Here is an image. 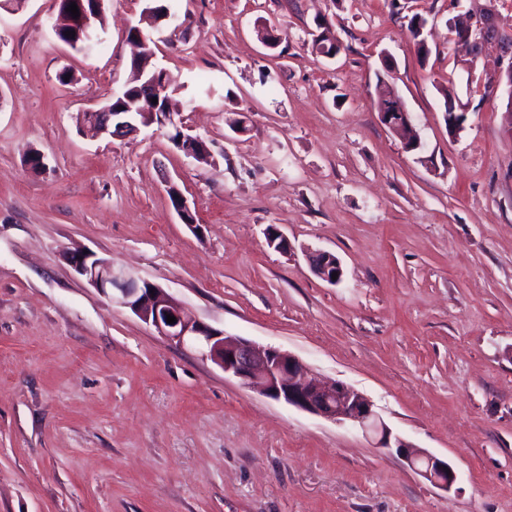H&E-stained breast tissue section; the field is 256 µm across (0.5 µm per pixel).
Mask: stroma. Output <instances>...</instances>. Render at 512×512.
I'll return each instance as SVG.
<instances>
[{"mask_svg":"<svg viewBox=\"0 0 512 512\" xmlns=\"http://www.w3.org/2000/svg\"><path fill=\"white\" fill-rule=\"evenodd\" d=\"M164 2L179 27L154 25L146 0H107L90 53L57 38L54 0L0 8V512H512V116L486 90L498 41L473 61L450 28L485 14L512 36V0ZM320 23L335 59L312 47ZM133 25L208 161L154 124L82 133L81 113L130 78ZM264 25L280 51L258 42ZM382 79L422 151L381 123ZM446 89L468 105L457 133ZM273 229L290 252L269 246ZM76 249L353 387L453 465V490L158 335L75 272ZM309 249L340 258L341 283L312 273Z\"/></svg>","mask_w":512,"mask_h":512,"instance_id":"35a3bbf8","label":"stroma"}]
</instances>
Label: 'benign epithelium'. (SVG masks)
Segmentation results:
<instances>
[{"label":"benign epithelium","instance_id":"obj_1","mask_svg":"<svg viewBox=\"0 0 512 512\" xmlns=\"http://www.w3.org/2000/svg\"><path fill=\"white\" fill-rule=\"evenodd\" d=\"M59 5V22L54 32H75L66 43L86 51L98 39L99 25L103 16L104 0H56ZM76 3L80 16L74 18L66 8ZM457 42L467 46L472 57H477L482 41L496 34L486 18H469L455 28ZM503 58L497 74L489 85V92L504 89L512 102V46H502ZM141 86L139 96L128 101L125 111L117 112L107 103L84 113V125L95 137H119L139 131V125L157 124L168 127L173 144L186 155L201 158L209 153L204 140L186 134L181 122L175 120V112L161 106L168 100L170 82L164 70L152 65L138 74ZM157 103H152V99ZM377 110L384 126L402 141L404 149L416 152L422 147L420 135L413 124L403 98L386 82H381ZM167 191L175 197V209L181 219L192 213L190 206L178 188L170 182ZM307 261L314 275L324 282L336 285L342 282L344 269L340 259L322 250L306 252ZM70 260L78 275L113 301L128 307L141 320L155 328L158 334L182 348L197 351L246 387L258 390L264 396L282 401L313 415L337 423H349L375 440L378 448L395 450L407 465L432 486L449 491L457 480L451 464L417 448L392 434L391 429L375 411L371 401L362 393L343 382H326L306 364L289 352L273 347H260L244 338H230L188 315L183 305L156 284L141 279L133 271L115 266L111 260L97 258L90 253H70ZM337 279H332V273ZM176 318L167 323V315Z\"/></svg>","mask_w":512,"mask_h":512}]
</instances>
